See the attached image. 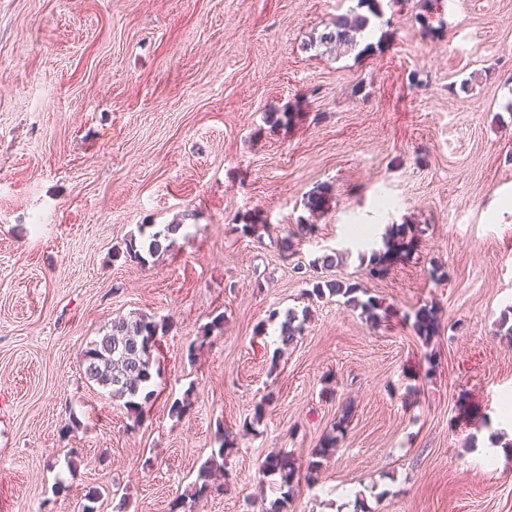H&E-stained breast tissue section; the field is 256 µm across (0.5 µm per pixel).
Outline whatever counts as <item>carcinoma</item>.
<instances>
[{
	"mask_svg": "<svg viewBox=\"0 0 512 512\" xmlns=\"http://www.w3.org/2000/svg\"><path fill=\"white\" fill-rule=\"evenodd\" d=\"M434 0H417L415 20L422 32L429 34L434 30ZM358 7L367 8L369 15L350 13L336 19L333 28L320 34L319 42L331 45L338 51H346L355 47L357 37L369 25V16L381 15L380 0H358ZM181 225L165 224L149 234L144 240L135 237L125 242L124 254L132 262L144 263L145 256H160L170 247V239L178 233ZM416 235L410 224H392L382 237V247L371 251L368 273L371 277H383L389 273L391 266L403 257L409 256L416 247ZM360 288L351 283L337 279L315 277L309 296L322 298L325 294L342 296L344 304L361 309V315L373 324L386 322L389 319L388 309L381 307L378 301L369 297L365 300L358 296ZM280 322L279 341L282 346L289 347L303 334L307 314L299 315L293 309L284 313ZM411 327L424 344H429L439 333L438 310L433 305L417 308ZM167 324L156 321L146 315L125 318L112 323V327L90 341L82 351L84 376L88 381L109 390L112 395L126 399V404L135 415H143L142 404L136 401L139 394L152 379L154 351L158 348V336L165 334ZM348 422V411L333 426L334 433L324 436L318 447L312 452V460L307 464L305 474H300L295 459L287 453H275L266 456L264 468L278 472L287 491L271 505L273 512H281L288 500L294 495L295 483L299 479L312 485L315 483L323 461L327 460L336 450L337 434L343 433ZM226 443H221L217 457L207 460L198 471L196 480L191 486L187 498L196 504L213 492L214 471L224 468L220 459L224 456Z\"/></svg>",
	"mask_w": 512,
	"mask_h": 512,
	"instance_id": "1",
	"label": "carcinoma"
}]
</instances>
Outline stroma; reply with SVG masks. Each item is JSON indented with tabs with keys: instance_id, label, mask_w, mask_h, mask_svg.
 <instances>
[{
	"instance_id": "35a3bbf8",
	"label": "stroma",
	"mask_w": 512,
	"mask_h": 512,
	"mask_svg": "<svg viewBox=\"0 0 512 512\" xmlns=\"http://www.w3.org/2000/svg\"><path fill=\"white\" fill-rule=\"evenodd\" d=\"M356 4L0 0V512H82L92 488L96 512H178L218 451L224 491L194 512H263L281 477L259 462L307 463L344 413L288 512H512V452H480L512 433V0H442L429 35L384 0L370 51L318 45ZM177 223L166 254L120 256L143 225ZM391 224L423 233L375 279ZM331 249L329 277L390 322L306 295L296 264ZM428 303L426 345L404 317ZM289 309L309 319L283 350L270 314ZM138 314L170 324L139 422L81 363ZM348 418V414H342L333 426L332 434L324 436L318 447L312 452V460L308 462L304 474V481L307 485L315 484L320 468L323 465V461L327 460L335 452L338 437V435L335 434V431L337 430L338 433L342 434L347 427V424L345 423H348Z\"/></svg>"
}]
</instances>
